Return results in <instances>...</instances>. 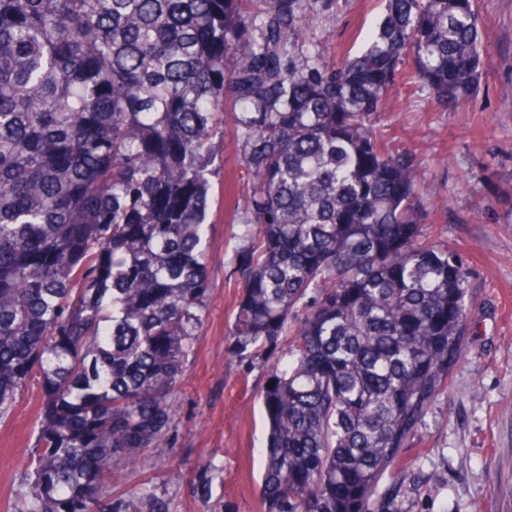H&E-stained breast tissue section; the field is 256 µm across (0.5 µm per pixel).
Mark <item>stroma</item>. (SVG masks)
<instances>
[{
	"label": "stroma",
	"mask_w": 512,
	"mask_h": 512,
	"mask_svg": "<svg viewBox=\"0 0 512 512\" xmlns=\"http://www.w3.org/2000/svg\"><path fill=\"white\" fill-rule=\"evenodd\" d=\"M307 44L340 61L384 13L383 0H301ZM480 84L456 110L428 89L397 84L374 128L418 161L428 233L469 270V351L448 370L398 463L397 512H512V0H480ZM234 104L215 140L209 254L212 290L162 447L117 466L112 496L149 491L168 512H263L267 428L259 392L268 362L237 356L228 332L241 290L236 253L248 217ZM42 393L30 383L0 421V512L26 489Z\"/></svg>",
	"instance_id": "stroma-1"
}]
</instances>
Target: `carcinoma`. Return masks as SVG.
I'll return each mask as SVG.
<instances>
[{
	"label": "carcinoma",
	"instance_id": "carcinoma-1",
	"mask_svg": "<svg viewBox=\"0 0 512 512\" xmlns=\"http://www.w3.org/2000/svg\"><path fill=\"white\" fill-rule=\"evenodd\" d=\"M304 29L299 0H0V419L42 389L18 512H165L112 499V467L165 439L202 325L228 94L250 212L229 336L276 355L263 510L390 512L472 308L372 120L399 80L470 97L479 0H385L337 64Z\"/></svg>",
	"mask_w": 512,
	"mask_h": 512
}]
</instances>
